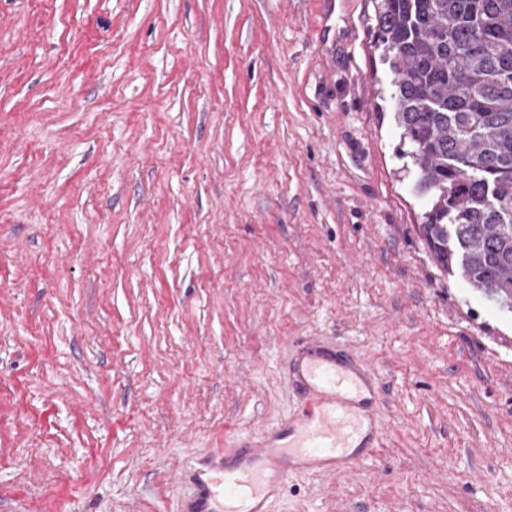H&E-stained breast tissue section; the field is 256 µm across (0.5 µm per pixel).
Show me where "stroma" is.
Returning <instances> with one entry per match:
<instances>
[{
	"instance_id": "1",
	"label": "stroma",
	"mask_w": 512,
	"mask_h": 512,
	"mask_svg": "<svg viewBox=\"0 0 512 512\" xmlns=\"http://www.w3.org/2000/svg\"><path fill=\"white\" fill-rule=\"evenodd\" d=\"M375 6L0 0V512H175L305 341L385 437L271 512H512V310L419 232Z\"/></svg>"
}]
</instances>
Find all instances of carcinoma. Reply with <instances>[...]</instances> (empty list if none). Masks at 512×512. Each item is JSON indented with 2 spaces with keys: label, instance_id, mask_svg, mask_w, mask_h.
Returning a JSON list of instances; mask_svg holds the SVG:
<instances>
[{
  "label": "carcinoma",
  "instance_id": "carcinoma-1",
  "mask_svg": "<svg viewBox=\"0 0 512 512\" xmlns=\"http://www.w3.org/2000/svg\"><path fill=\"white\" fill-rule=\"evenodd\" d=\"M434 260L512 309V0H376Z\"/></svg>",
  "mask_w": 512,
  "mask_h": 512
}]
</instances>
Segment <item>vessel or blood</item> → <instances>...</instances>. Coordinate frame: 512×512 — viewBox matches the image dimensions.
Instances as JSON below:
<instances>
[{"instance_id": "b4317fda", "label": "vessel or blood", "mask_w": 512, "mask_h": 512, "mask_svg": "<svg viewBox=\"0 0 512 512\" xmlns=\"http://www.w3.org/2000/svg\"><path fill=\"white\" fill-rule=\"evenodd\" d=\"M297 380L310 397L309 409L250 440H235L223 468L199 459L189 465L195 493L176 512H269L288 476L296 471L330 474L349 467L348 442L365 432L364 450L380 447L384 432L368 408L380 384L350 369L335 352L307 344Z\"/></svg>"}]
</instances>
